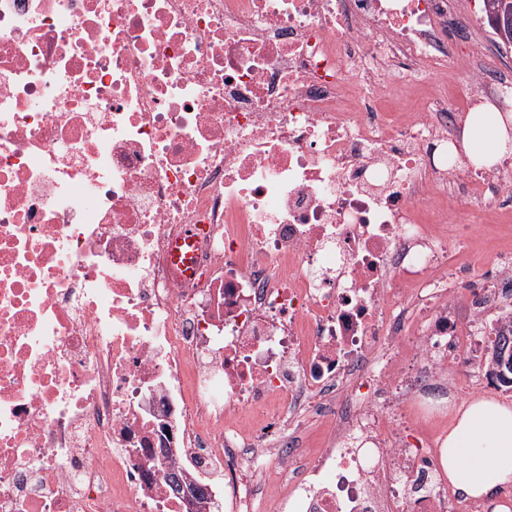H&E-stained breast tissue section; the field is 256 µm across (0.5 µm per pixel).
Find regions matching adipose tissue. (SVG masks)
Instances as JSON below:
<instances>
[{
	"instance_id": "obj_1",
	"label": "adipose tissue",
	"mask_w": 512,
	"mask_h": 512,
	"mask_svg": "<svg viewBox=\"0 0 512 512\" xmlns=\"http://www.w3.org/2000/svg\"><path fill=\"white\" fill-rule=\"evenodd\" d=\"M462 147L476 166H490L512 153V113L492 102L470 113ZM442 444L441 465L453 492L482 500L512 487V405L471 396L456 404Z\"/></svg>"
}]
</instances>
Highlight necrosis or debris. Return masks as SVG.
<instances>
[{"label": "necrosis or debris", "mask_w": 512, "mask_h": 512, "mask_svg": "<svg viewBox=\"0 0 512 512\" xmlns=\"http://www.w3.org/2000/svg\"><path fill=\"white\" fill-rule=\"evenodd\" d=\"M486 8L0 0V512H186L174 465L229 512H482L418 421L512 345V251L465 288L460 248L512 159L450 152L512 98Z\"/></svg>", "instance_id": "1"}]
</instances>
